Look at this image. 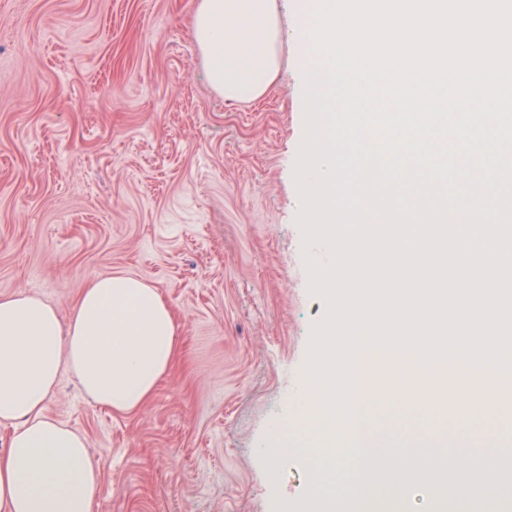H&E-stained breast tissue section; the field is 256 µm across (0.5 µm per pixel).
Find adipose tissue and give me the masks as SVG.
Instances as JSON below:
<instances>
[{
  "instance_id": "adipose-tissue-1",
  "label": "adipose tissue",
  "mask_w": 512,
  "mask_h": 512,
  "mask_svg": "<svg viewBox=\"0 0 512 512\" xmlns=\"http://www.w3.org/2000/svg\"><path fill=\"white\" fill-rule=\"evenodd\" d=\"M176 324L156 288L126 274L91 279L69 324L55 306L0 296V512H91L101 469L83 435L46 412L62 370L95 404L141 407L168 372Z\"/></svg>"
}]
</instances>
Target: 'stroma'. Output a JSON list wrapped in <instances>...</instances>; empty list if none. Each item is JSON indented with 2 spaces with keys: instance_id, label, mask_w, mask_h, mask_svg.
<instances>
[{
  "instance_id": "stroma-1",
  "label": "stroma",
  "mask_w": 512,
  "mask_h": 512,
  "mask_svg": "<svg viewBox=\"0 0 512 512\" xmlns=\"http://www.w3.org/2000/svg\"><path fill=\"white\" fill-rule=\"evenodd\" d=\"M198 0H0V295L69 320L87 281L141 278L173 311L170 370L138 409L93 404L65 374L46 412L88 440L97 512H303L294 394L325 319L303 241L295 163L308 84L281 69L256 100L210 83ZM376 433L475 453L512 432V407L423 421L400 400Z\"/></svg>"
}]
</instances>
